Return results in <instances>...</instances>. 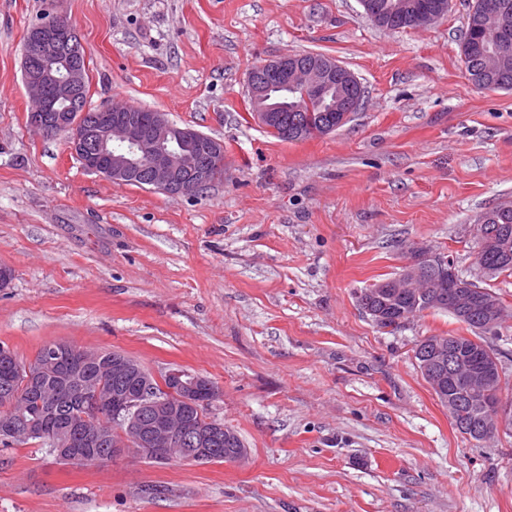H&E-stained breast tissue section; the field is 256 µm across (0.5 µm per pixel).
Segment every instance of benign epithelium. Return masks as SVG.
Returning a JSON list of instances; mask_svg holds the SVG:
<instances>
[{
  "instance_id": "1",
  "label": "benign epithelium",
  "mask_w": 512,
  "mask_h": 512,
  "mask_svg": "<svg viewBox=\"0 0 512 512\" xmlns=\"http://www.w3.org/2000/svg\"><path fill=\"white\" fill-rule=\"evenodd\" d=\"M508 13L509 5L506 3L490 5L491 19L497 22L493 29V40L497 43L512 40V27L498 22V18ZM27 41L31 53L38 59L36 67L24 69V81L31 100L27 113L31 128L44 136L68 135L71 150L83 167L112 183L128 184L142 173L153 188L168 194L186 195L208 183L206 156L224 159V146L213 141L202 151L169 148L172 140L189 144L197 141L199 132L193 128H176L163 112L154 113L147 127L129 110L110 106L104 108L107 112L104 119L92 127L83 124L80 113L51 112L57 102L74 104L84 96L86 71L74 56L80 39L71 20L56 15L49 21L36 24L29 28ZM262 69L274 72L293 84H300L306 95L314 99L323 97L335 83L359 84L357 77L333 58L314 57L303 61L301 56L289 54L262 64ZM247 91L258 122L264 126L274 121L273 113L258 107L266 99L264 80L256 74H248ZM361 105L360 100L354 105L337 101V120L329 130L343 126ZM425 267H437L441 275L457 282L455 294L448 297V310L454 315L466 318L472 305L478 302L487 314L484 329L492 332L501 325L505 311L496 301L476 287L475 281L459 280L448 258L427 247L414 245L409 248L408 262L396 277V286L416 287L421 269ZM428 363L433 368L429 377L433 390L439 392L443 388L444 376L438 370L447 366L451 374L465 381L467 391L483 392L478 438L487 442L512 426V408L491 397L492 389L501 377L500 364L495 357L475 366L451 347L436 343L429 349ZM112 375L135 377L139 382L137 390L110 396L98 388L84 392L93 409L112 410V452L118 456L133 452L164 461L188 460L187 449L181 447L187 431L182 426L183 418L188 408L202 402L204 395H209L211 400L219 396V389L213 382L183 370H170L159 380L165 395L155 396L156 377L141 363L123 355L112 358ZM146 407L158 416L157 422L149 427L140 421V412ZM194 435L197 459L208 455L209 445L214 439L220 436L229 439L228 428L214 419L196 428Z\"/></svg>"
}]
</instances>
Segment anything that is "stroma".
Masks as SVG:
<instances>
[{"label":"stroma","mask_w":512,"mask_h":512,"mask_svg":"<svg viewBox=\"0 0 512 512\" xmlns=\"http://www.w3.org/2000/svg\"><path fill=\"white\" fill-rule=\"evenodd\" d=\"M472 3L387 31L359 0H0V345L26 363L63 341L206 377L221 390L208 416L248 451L82 466L35 441L0 448V512H512V434L459 433L414 359L465 325L427 311L387 333L359 304L412 244L474 276V225L512 200V90L476 88L460 57ZM50 14L77 28L89 107L211 136L223 179L195 195L115 184L33 131L22 45ZM308 52L353 72L364 104L331 134L282 141L252 118L247 75ZM484 285L506 308L485 340L512 398V275Z\"/></svg>","instance_id":"obj_1"}]
</instances>
